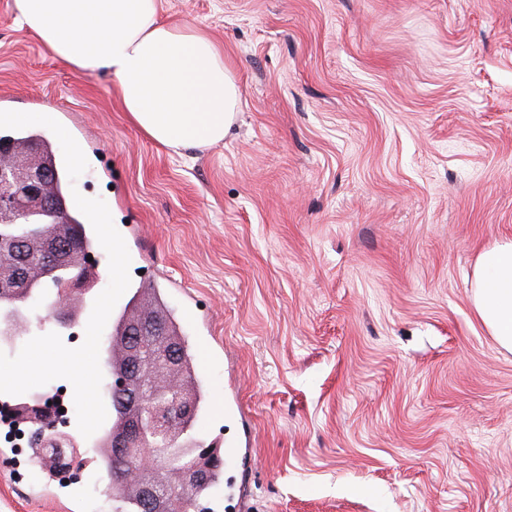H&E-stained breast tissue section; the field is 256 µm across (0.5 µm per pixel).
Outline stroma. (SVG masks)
I'll list each match as a JSON object with an SVG mask.
<instances>
[{"instance_id": "35a3bbf8", "label": "stroma", "mask_w": 512, "mask_h": 512, "mask_svg": "<svg viewBox=\"0 0 512 512\" xmlns=\"http://www.w3.org/2000/svg\"><path fill=\"white\" fill-rule=\"evenodd\" d=\"M223 48L224 140L171 148L104 71L76 73L0 0V120L50 112L70 200L106 221L76 334L26 310L0 352L31 391L111 384L102 342L136 288L176 316L204 396L223 512H512V352L474 313L482 248L512 240V0H159ZM80 163H72L73 154ZM0 512H117L103 474L9 479Z\"/></svg>"}]
</instances>
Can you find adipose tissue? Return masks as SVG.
<instances>
[{
    "label": "adipose tissue",
    "instance_id": "adipose-tissue-1",
    "mask_svg": "<svg viewBox=\"0 0 512 512\" xmlns=\"http://www.w3.org/2000/svg\"><path fill=\"white\" fill-rule=\"evenodd\" d=\"M17 24L74 71L105 70L130 121L168 146L223 141L240 91L222 50L202 28L160 20L157 0H15ZM474 310L512 352V240L476 259Z\"/></svg>",
    "mask_w": 512,
    "mask_h": 512
}]
</instances>
